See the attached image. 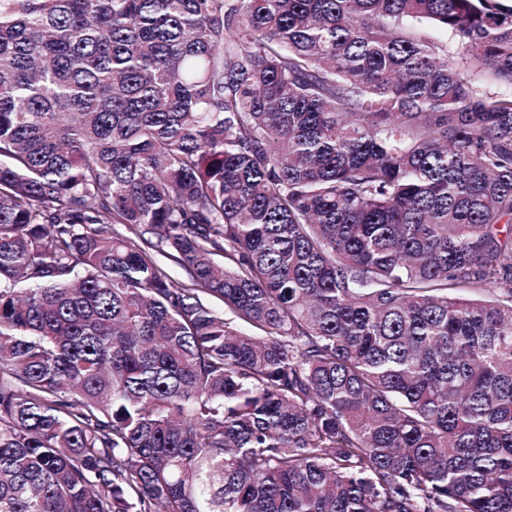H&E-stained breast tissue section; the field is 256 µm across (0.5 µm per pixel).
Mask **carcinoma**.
I'll use <instances>...</instances> for the list:
<instances>
[{
	"instance_id": "carcinoma-1",
	"label": "carcinoma",
	"mask_w": 512,
	"mask_h": 512,
	"mask_svg": "<svg viewBox=\"0 0 512 512\" xmlns=\"http://www.w3.org/2000/svg\"><path fill=\"white\" fill-rule=\"evenodd\" d=\"M511 233L512 0H0V512H512Z\"/></svg>"
}]
</instances>
